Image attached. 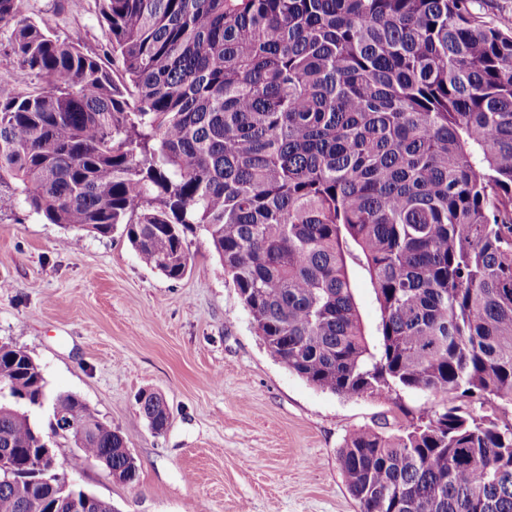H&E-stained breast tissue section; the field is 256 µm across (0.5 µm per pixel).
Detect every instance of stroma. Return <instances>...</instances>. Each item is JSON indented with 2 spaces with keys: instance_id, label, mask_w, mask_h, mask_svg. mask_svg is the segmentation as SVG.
Returning a JSON list of instances; mask_svg holds the SVG:
<instances>
[{
  "instance_id": "stroma-1",
  "label": "stroma",
  "mask_w": 512,
  "mask_h": 512,
  "mask_svg": "<svg viewBox=\"0 0 512 512\" xmlns=\"http://www.w3.org/2000/svg\"><path fill=\"white\" fill-rule=\"evenodd\" d=\"M27 15L99 51L94 0H25ZM186 275L147 266L126 238L84 236L0 193V342L26 350L51 393L80 396L118 428L139 465L133 485L98 464L74 472L117 512H357L337 454L353 432H394L438 401L339 396L279 363L201 237ZM162 394L154 433L138 396Z\"/></svg>"
}]
</instances>
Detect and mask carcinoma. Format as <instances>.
Instances as JSON below:
<instances>
[{
  "mask_svg": "<svg viewBox=\"0 0 512 512\" xmlns=\"http://www.w3.org/2000/svg\"><path fill=\"white\" fill-rule=\"evenodd\" d=\"M479 0H95L106 43L85 51L0 0V188L51 224L110 237L170 279L206 238L270 354L314 387L390 400L440 396L398 434L354 432L338 466L358 512H512V29ZM356 249L380 317L362 323ZM149 427L164 397L138 399ZM84 430L131 485L120 430L51 394L24 349L0 344V512H68L29 473ZM13 27L0 23V78L15 82L20 88L28 89L33 87L35 81L21 72L13 63L11 57L6 55L5 49L12 37Z\"/></svg>",
  "mask_w": 512,
  "mask_h": 512,
  "instance_id": "obj_1",
  "label": "carcinoma"
}]
</instances>
